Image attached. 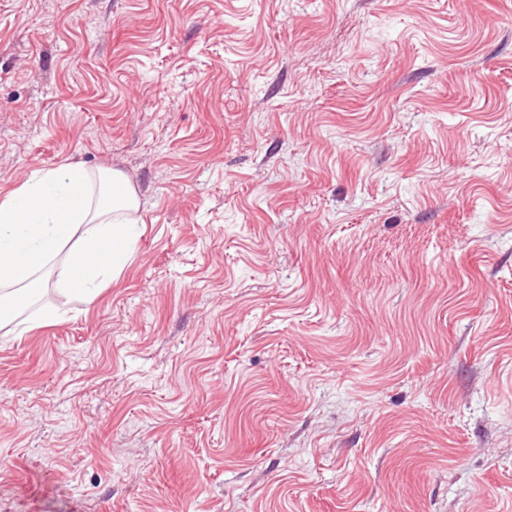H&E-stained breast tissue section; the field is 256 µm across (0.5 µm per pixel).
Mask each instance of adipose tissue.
Instances as JSON below:
<instances>
[{
  "mask_svg": "<svg viewBox=\"0 0 512 512\" xmlns=\"http://www.w3.org/2000/svg\"><path fill=\"white\" fill-rule=\"evenodd\" d=\"M138 198L114 170L79 165L35 172L0 198V325L21 305H38L42 322L55 308L43 301V282L56 273L63 293L93 301L100 283L118 276L135 253Z\"/></svg>",
  "mask_w": 512,
  "mask_h": 512,
  "instance_id": "1",
  "label": "adipose tissue"
}]
</instances>
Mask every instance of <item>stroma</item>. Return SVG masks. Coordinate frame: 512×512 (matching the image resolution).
Returning <instances> with one entry per match:
<instances>
[{
  "instance_id": "1",
  "label": "stroma",
  "mask_w": 512,
  "mask_h": 512,
  "mask_svg": "<svg viewBox=\"0 0 512 512\" xmlns=\"http://www.w3.org/2000/svg\"><path fill=\"white\" fill-rule=\"evenodd\" d=\"M73 163L140 237L0 328V512H512V0H0V198Z\"/></svg>"
}]
</instances>
